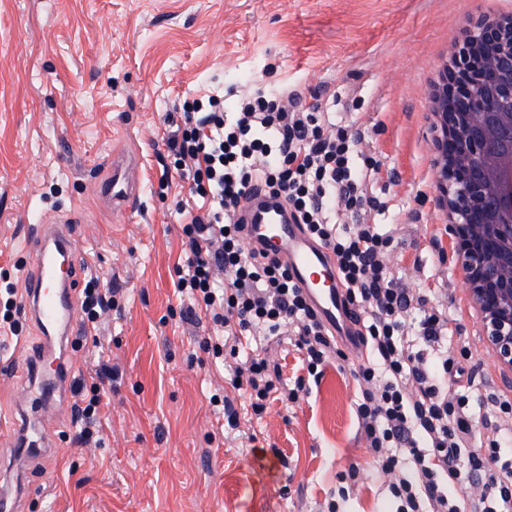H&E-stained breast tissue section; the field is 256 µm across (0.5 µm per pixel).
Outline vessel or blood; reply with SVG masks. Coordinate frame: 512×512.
<instances>
[{
	"label": "vessel or blood",
	"instance_id": "b4317fda",
	"mask_svg": "<svg viewBox=\"0 0 512 512\" xmlns=\"http://www.w3.org/2000/svg\"><path fill=\"white\" fill-rule=\"evenodd\" d=\"M103 203L120 214L134 212L139 200L133 159L116 155L110 162V175L99 186ZM247 224L246 242L250 249L266 252L290 271L314 310L324 331L347 351L361 353L355 315L343 301V286L330 251L311 238L303 225L295 223L286 202L264 194L253 196L243 210ZM37 240L24 306L41 331L35 352L25 354L29 367L18 399L19 421L13 445L25 460L48 455L51 440L42 431L41 417L69 412L64 396L70 364L67 348L75 327L71 305L78 273L89 264L86 254L77 251L65 221L32 217Z\"/></svg>",
	"mask_w": 512,
	"mask_h": 512
}]
</instances>
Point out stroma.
<instances>
[{"mask_svg": "<svg viewBox=\"0 0 512 512\" xmlns=\"http://www.w3.org/2000/svg\"><path fill=\"white\" fill-rule=\"evenodd\" d=\"M486 0H0V286L24 299L35 243L30 216H65L90 276L117 289L120 310L94 330L75 326L70 383L99 361L117 371L94 442L76 440L72 420L47 419L53 452L32 464L18 512H392L389 479L370 459L355 413L354 360H329L298 402H272L254 415L232 389L233 365L202 342L206 321L176 317L183 265L177 203H192L188 180L161 189V154L181 115L175 105L233 87L270 82L306 101L340 100L336 118L359 128L357 150L380 171L368 194L373 223L394 239L386 257L427 309L445 310L448 353H466L462 386L481 416L467 445L484 444L488 424L512 436V381L495 372L459 304L452 261H439L448 234L435 207L432 75L448 57L461 16ZM116 152L135 157V212L101 202L97 184ZM37 328H0V427L16 420L20 348ZM230 396L239 426L223 428L213 396ZM355 482H345L350 465Z\"/></svg>", "mask_w": 512, "mask_h": 512, "instance_id": "35a3bbf8", "label": "stroma"}]
</instances>
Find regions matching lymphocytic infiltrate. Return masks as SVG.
Masks as SVG:
<instances>
[{
    "label": "lymphocytic infiltrate",
    "instance_id": "obj_1",
    "mask_svg": "<svg viewBox=\"0 0 512 512\" xmlns=\"http://www.w3.org/2000/svg\"><path fill=\"white\" fill-rule=\"evenodd\" d=\"M182 110L183 124L166 139L172 163L161 180H190V191L202 204L190 216L184 207L176 209L184 217L187 256L176 287L234 338L287 331L307 369L306 376L284 387L277 364L258 352L235 368L232 387L248 392L250 407L259 414L274 397L297 402L307 377L317 376L329 356L346 357L324 333L287 268L248 250L236 214L251 195L263 192L283 198L299 223L333 253L347 301L363 314L362 339L372 358L358 366L363 388L356 414L369 455L391 477L395 512H512V457L501 455L494 438L485 448H465L473 421L469 396L449 392L447 379L457 358L442 357L434 375L413 349L444 339L447 315L422 311L417 331L408 332L414 297L385 262L393 239L360 219L380 161L358 156V132L326 120L319 105L302 104L297 93L275 89L243 94L229 112L214 96L183 104ZM343 211L355 216V223H341ZM218 267L227 274L221 285L213 277ZM109 377L104 367L91 384L78 386L73 419L81 435L97 420ZM487 468L499 475L480 496L458 495V486L474 483Z\"/></svg>",
    "mask_w": 512,
    "mask_h": 512
}]
</instances>
